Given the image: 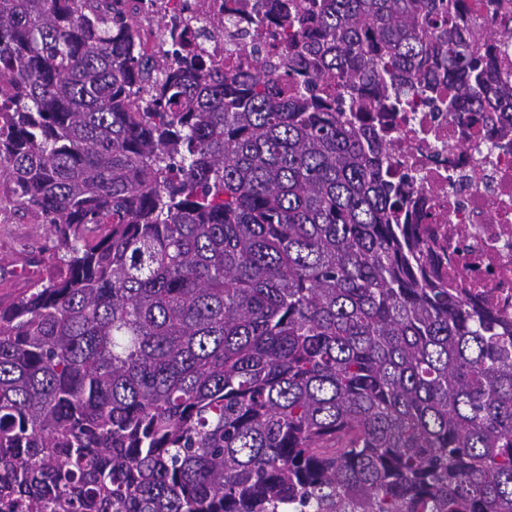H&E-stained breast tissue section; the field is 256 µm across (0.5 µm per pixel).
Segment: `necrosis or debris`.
Wrapping results in <instances>:
<instances>
[{
    "instance_id": "1",
    "label": "necrosis or debris",
    "mask_w": 512,
    "mask_h": 512,
    "mask_svg": "<svg viewBox=\"0 0 512 512\" xmlns=\"http://www.w3.org/2000/svg\"><path fill=\"white\" fill-rule=\"evenodd\" d=\"M194 0H143L142 34L157 51H168L157 13L182 18L196 50L232 63L249 60L243 41L226 26L244 0H212L205 17ZM394 166L408 170L420 188L410 221L431 230L448 253L442 263L450 284L468 289L480 303L512 315V126L493 119L480 129L466 119L420 107L389 116Z\"/></svg>"
}]
</instances>
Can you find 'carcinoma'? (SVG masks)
<instances>
[{
  "label": "carcinoma",
  "instance_id": "obj_1",
  "mask_svg": "<svg viewBox=\"0 0 512 512\" xmlns=\"http://www.w3.org/2000/svg\"><path fill=\"white\" fill-rule=\"evenodd\" d=\"M0 0V512H512V317L403 223L370 112L512 113V0H270L285 71ZM9 185L0 175V307L20 298L52 269L53 239L38 213L5 201Z\"/></svg>",
  "mask_w": 512,
  "mask_h": 512
}]
</instances>
